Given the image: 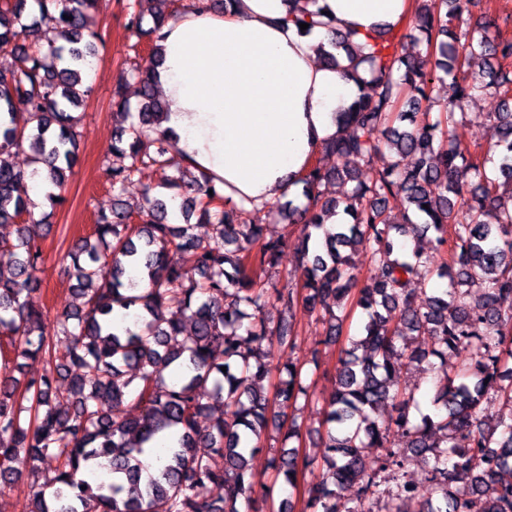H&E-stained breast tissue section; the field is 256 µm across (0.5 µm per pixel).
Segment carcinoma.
I'll use <instances>...</instances> for the list:
<instances>
[{
    "label": "carcinoma",
    "mask_w": 512,
    "mask_h": 512,
    "mask_svg": "<svg viewBox=\"0 0 512 512\" xmlns=\"http://www.w3.org/2000/svg\"><path fill=\"white\" fill-rule=\"evenodd\" d=\"M34 2L30 13L28 0H0V50L16 59L0 76V156L29 144L31 163L46 162L49 185L62 190L77 161L80 116L73 109L91 91L84 75L100 38L93 16L101 0ZM144 3L135 0L128 28L149 37L156 54L167 15L151 12L152 27L143 28ZM471 4L421 0L414 17L421 56L408 52L392 27L371 36L366 56H354L352 35L331 38L348 64L328 51L324 61L350 72L359 95L337 114L349 133L324 147L336 155V168L310 164L294 181L305 203L273 204L288 223L302 225L295 285L272 282L288 238L266 237L270 212L227 199L172 154L154 72L136 75L137 121L128 142L112 144L120 162H109L108 182L120 192L145 168H172L162 188L175 193L147 192L137 212L118 199L95 213L93 232L67 254L65 272L82 306L63 307L52 327L29 303L39 286L40 236L17 223L34 218L38 205L25 178L39 171L0 159V227L15 225L14 240L0 239L14 257L9 271L0 269V335L15 365L46 363L37 377L0 378V486L21 480L13 462L22 451L57 462L51 477L31 472L25 512H241L243 502L262 512L258 500L270 498L279 482L296 488L319 458L326 471L306 489L301 512H376L382 500L388 512H410L420 501L407 477L410 452L425 461L430 486L416 512H512V311L500 305L512 297V79L491 68L469 72L477 58L511 60L512 40L491 20L457 32ZM46 21L57 40L42 44L33 35ZM488 91L502 109L490 115L493 143L473 152L455 135L456 116ZM384 145L392 161L361 180L358 165ZM405 157L410 164H402ZM338 180L353 185L333 196ZM390 197L403 206L399 221L389 214ZM176 200L185 218L213 227V240L169 222ZM339 210L348 223L326 228L325 217ZM318 230L323 238L315 247ZM357 256L375 271L360 288L350 272ZM132 267L144 287L129 275ZM435 278L447 287L414 303L411 286ZM478 280L484 292L474 300L470 287ZM267 303L290 317L268 320ZM347 305L360 310L363 323L341 349L321 448L313 455L277 449L266 481L248 469L262 432L272 423L284 441L301 440L297 404L310 396L292 357L299 331L291 313L300 308L326 321L328 344L342 327L336 311ZM274 343L290 357L271 399L264 381ZM460 350L469 362L434 384L433 414L415 419V391L399 385L394 360L418 365ZM125 402L126 413L103 409ZM485 404L503 409L490 425L481 415ZM163 432L171 443L154 468L147 454ZM393 433L406 447L391 442ZM368 448L379 450L373 463ZM349 486L357 487L352 506L341 497ZM214 488L222 494L212 495Z\"/></svg>",
    "instance_id": "cac0c4a2"
}]
</instances>
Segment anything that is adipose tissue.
Segmentation results:
<instances>
[{
    "label": "adipose tissue",
    "mask_w": 512,
    "mask_h": 512,
    "mask_svg": "<svg viewBox=\"0 0 512 512\" xmlns=\"http://www.w3.org/2000/svg\"><path fill=\"white\" fill-rule=\"evenodd\" d=\"M336 27L365 36L403 19L412 0H319ZM292 0H234L170 16L161 29L163 123L176 155L226 197L263 207L336 136L358 94L349 73L319 63L326 28L301 32Z\"/></svg>",
    "instance_id": "1"
}]
</instances>
